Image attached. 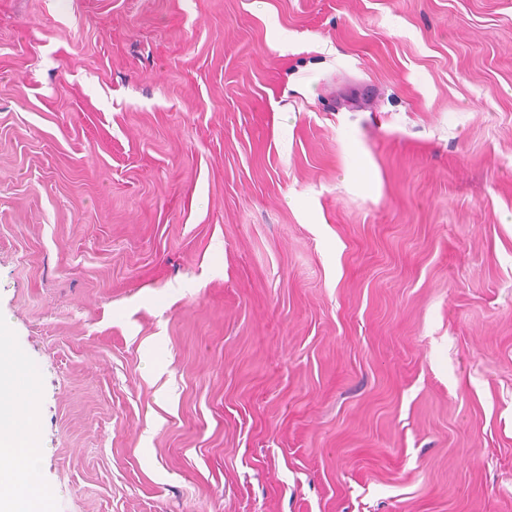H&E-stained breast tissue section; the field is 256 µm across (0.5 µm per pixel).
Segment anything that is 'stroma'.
Instances as JSON below:
<instances>
[{
    "mask_svg": "<svg viewBox=\"0 0 512 512\" xmlns=\"http://www.w3.org/2000/svg\"><path fill=\"white\" fill-rule=\"evenodd\" d=\"M0 336L53 512H512V0H0Z\"/></svg>",
    "mask_w": 512,
    "mask_h": 512,
    "instance_id": "obj_1",
    "label": "stroma"
}]
</instances>
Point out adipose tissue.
Returning <instances> with one entry per match:
<instances>
[{
	"label": "adipose tissue",
	"instance_id": "1",
	"mask_svg": "<svg viewBox=\"0 0 512 512\" xmlns=\"http://www.w3.org/2000/svg\"><path fill=\"white\" fill-rule=\"evenodd\" d=\"M35 367L21 351L0 344V512H45L39 481L41 450L34 429L21 415L16 389L36 379Z\"/></svg>",
	"mask_w": 512,
	"mask_h": 512
}]
</instances>
